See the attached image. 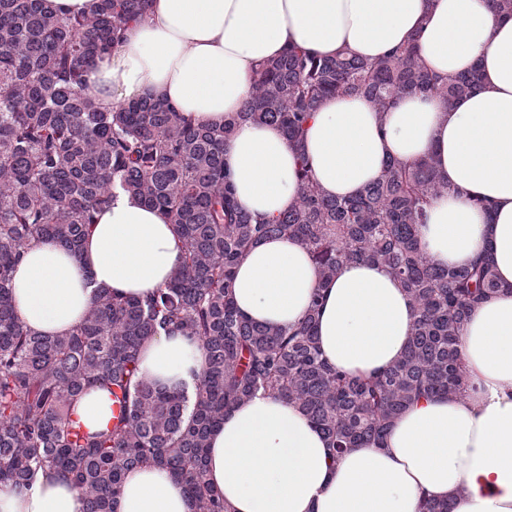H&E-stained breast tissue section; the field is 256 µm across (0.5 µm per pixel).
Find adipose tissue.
I'll return each mask as SVG.
<instances>
[{
    "mask_svg": "<svg viewBox=\"0 0 512 512\" xmlns=\"http://www.w3.org/2000/svg\"><path fill=\"white\" fill-rule=\"evenodd\" d=\"M416 41L428 71L448 76L481 67V87L447 106L406 95L387 112L362 96L324 100L303 149L280 128L241 123L224 146L240 206L255 217L288 212L307 157L323 194L348 197L377 180L387 159L433 157L448 194L435 198L418 237L436 265L469 266L492 248L503 292L476 304L459 334L471 386L461 396L408 407L383 443L331 462L327 442L296 404L256 396L212 433L208 478L230 512H421L426 498L451 512H512V18L488 0H151L109 58L85 78L100 108L153 94L186 118L223 124L252 91L259 65L290 45L323 56L348 48L377 60ZM487 209L475 206V199ZM182 260L160 210L122 198L96 215L81 257L52 243L29 248L12 297L30 330L62 335L84 317L94 287L144 296ZM322 285L307 249L273 237L240 260L235 302L246 318L289 328ZM317 336L324 358L369 374L402 356L414 308L383 266L343 264L326 284ZM202 366L194 340L175 332L148 342L140 372L166 385H193ZM79 493L56 473L29 489L0 486V512H83ZM116 512H195L168 471L146 465L124 481Z\"/></svg>",
    "mask_w": 512,
    "mask_h": 512,
    "instance_id": "obj_1",
    "label": "adipose tissue"
}]
</instances>
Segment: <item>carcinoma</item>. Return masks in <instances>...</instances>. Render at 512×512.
Returning a JSON list of instances; mask_svg holds the SVG:
<instances>
[{
  "mask_svg": "<svg viewBox=\"0 0 512 512\" xmlns=\"http://www.w3.org/2000/svg\"><path fill=\"white\" fill-rule=\"evenodd\" d=\"M150 0H98L90 16L63 18L47 0H0V484L26 488L46 469L79 493L83 512H115L126 474L151 463L182 482L195 512H226L207 478L211 433L257 395L297 404L333 459L378 444L422 398L461 395L469 374L460 327L473 305L501 290L489 254L464 268L431 263L418 239L430 200L449 192L426 158L385 162L357 195L325 196L300 158L296 204L273 220L241 210L224 143L244 121L279 126L296 146L321 102L362 95L385 112L413 92L448 105L472 93L477 69L430 73L413 45L371 61L321 57L293 46L256 72L252 94L224 125L194 123L152 95L99 108L83 73L112 53ZM126 195L163 211L183 253L169 281L145 298L97 287L67 334L28 329L12 276L39 242L78 255L95 214ZM287 237L304 245L329 281L348 261L385 267L405 288L415 321L402 357L373 375L347 374L321 356L315 292L292 329L244 318L236 267L253 245ZM175 331L197 341L203 366L191 388L167 390L138 375L146 342ZM99 387L118 414L87 431L74 403Z\"/></svg>",
  "mask_w": 512,
  "mask_h": 512,
  "instance_id": "carcinoma-1",
  "label": "carcinoma"
}]
</instances>
